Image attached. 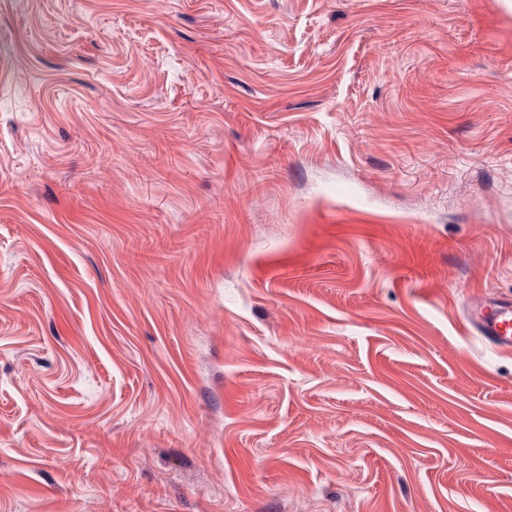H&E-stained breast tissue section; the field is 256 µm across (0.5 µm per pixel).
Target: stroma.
Instances as JSON below:
<instances>
[{
    "label": "stroma",
    "mask_w": 512,
    "mask_h": 512,
    "mask_svg": "<svg viewBox=\"0 0 512 512\" xmlns=\"http://www.w3.org/2000/svg\"><path fill=\"white\" fill-rule=\"evenodd\" d=\"M512 0H0V512H512ZM468 322L491 345L512 349V298L478 296L470 306Z\"/></svg>",
    "instance_id": "stroma-1"
}]
</instances>
